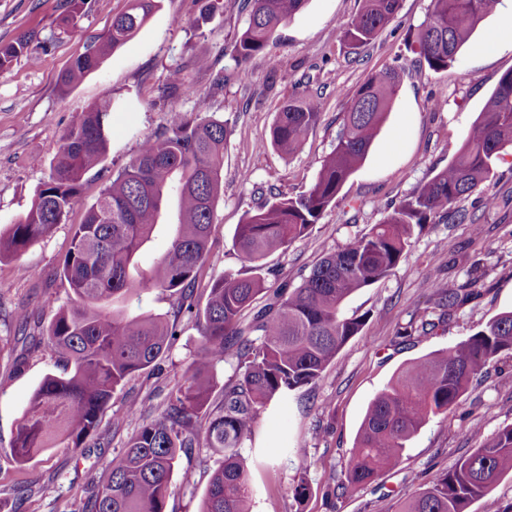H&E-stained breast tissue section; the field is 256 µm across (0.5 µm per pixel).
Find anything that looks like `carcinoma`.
Returning a JSON list of instances; mask_svg holds the SVG:
<instances>
[{
	"label": "carcinoma",
	"instance_id": "obj_1",
	"mask_svg": "<svg viewBox=\"0 0 512 512\" xmlns=\"http://www.w3.org/2000/svg\"><path fill=\"white\" fill-rule=\"evenodd\" d=\"M246 29L234 44L241 78L246 65L308 0H243ZM87 0H66L60 32L74 31ZM401 0H362L346 23L353 47L370 43L396 16ZM496 0H433L418 33L420 55L432 70L448 68ZM160 8V0H129L127 10L76 57L61 75L66 91L130 40ZM33 35L0 44V72L29 52ZM399 73L369 76L351 95L336 145L320 166L314 185L292 198L274 195L237 226L234 243L251 274L226 271L196 308L194 286L215 223V203L224 170L228 128L212 117L189 119L170 112L164 131L145 138L135 158L112 175L77 225L61 264L72 297L51 321L42 344L64 363L33 392L13 440L10 461L24 465L39 452L67 441L74 448L99 426L125 380L158 361L176 340L175 324L158 314H126L147 290L178 301L195 314L200 350L188 385L172 394L160 413L142 423L112 458L106 482L88 497L86 512H167L171 477L182 454L195 447L198 421L209 413L204 440L222 454L212 472L201 512H249V481L239 449L255 433L261 409L316 383L336 355L361 334L368 315L347 316L345 301L390 274L402 261L415 231L455 215L479 232L477 218L457 214L455 203L493 173L512 151V70L504 73L448 167L422 182L392 207L381 224L351 239L317 262L295 288L273 287L260 273L263 260L284 254L309 235L347 178L363 163L390 110ZM112 99L82 109L61 136L48 180L23 220L0 235V259L14 256L61 223L79 197L82 180L104 162L112 137ZM320 115V104L303 92L288 99L270 129V145L297 153ZM177 196L179 231L149 273L133 276L135 258L159 224L170 194ZM269 302L256 309L263 296ZM435 311L418 315L411 331L426 336L452 319L469 296L463 286L434 288ZM237 359L224 382L223 401L209 411L214 370L228 353ZM512 355V310L491 318L466 339L405 367L369 404L352 450L346 481L327 494L373 483L401 457L405 444L430 417L454 410L473 378L501 355ZM512 474V425L480 440L477 448L441 473L423 491L398 503L397 512H469L491 487Z\"/></svg>",
	"mask_w": 512,
	"mask_h": 512
}]
</instances>
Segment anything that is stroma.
Instances as JSON below:
<instances>
[{"instance_id": "stroma-1", "label": "stroma", "mask_w": 512, "mask_h": 512, "mask_svg": "<svg viewBox=\"0 0 512 512\" xmlns=\"http://www.w3.org/2000/svg\"><path fill=\"white\" fill-rule=\"evenodd\" d=\"M65 0H0V43L33 34L32 52L15 58L0 73V234L31 208L46 180L57 144L79 111L101 98L112 100V140L102 168L89 172L81 194L61 224L20 255L0 261V512H82L92 489L109 472L111 458L125 447L140 422L114 425L112 416L137 402L150 414L184 384L201 345L194 318L174 298L157 290L142 296L140 311L168 315L178 325L173 345L155 367L131 377L112 400L98 432L85 450L60 443L22 466L6 457L16 425L46 374L56 372L48 348L22 355V341L44 335L69 293L59 277L76 224L113 173L133 159L144 137L161 132L171 110L196 115V96H208V112L227 121L223 190L201 276L195 284L205 304L213 279L224 271H246L233 245L238 224L265 201L269 191L288 197L306 192L322 160L336 144L351 94L371 74L393 68L400 86L390 112L361 166L346 180L311 234L283 255L264 261L271 284L298 285L324 256L354 236L383 223L384 207L411 194L445 169L502 74L512 70V34L498 50L474 53L504 18L484 19L456 61L432 71L420 56L416 37L432 0H402L397 16L370 44L351 49L344 24L361 0H308L305 8L249 60L250 82H242L232 58L237 36L247 26L239 0H220L203 14L206 0H162L137 34L114 50L69 92L59 77L90 40L106 31L128 0H88L77 31L62 34L58 21ZM207 55L208 69L193 67ZM183 69L190 91L166 90L171 71ZM275 83H268V74ZM318 97L320 118L300 151L288 156L267 147L277 112L289 96ZM444 93L441 110L430 98ZM505 199L489 208L486 196ZM476 216L483 228L474 236L467 221L449 219L414 235L399 266L387 277L352 295L347 313L368 314L360 336L352 339L319 381L262 410L254 439L241 453L249 469L252 512H396L400 498L426 487L477 447L480 436L512 424V357L502 358L474 378L457 409L432 417L406 444L399 461L375 483L328 496L332 479H344L351 450L371 401L408 363L443 350L480 330L497 313L512 309V152L496 161L494 175L456 204ZM470 286L473 295L452 321L428 336H404L419 312L434 308L432 285ZM28 311L27 325L17 315ZM221 461L215 449L198 444L183 458L171 480L168 512H200L207 474ZM195 474L186 483L184 470ZM306 477L309 491L295 501L292 489ZM32 484L36 494L14 505L9 491Z\"/></svg>"}]
</instances>
